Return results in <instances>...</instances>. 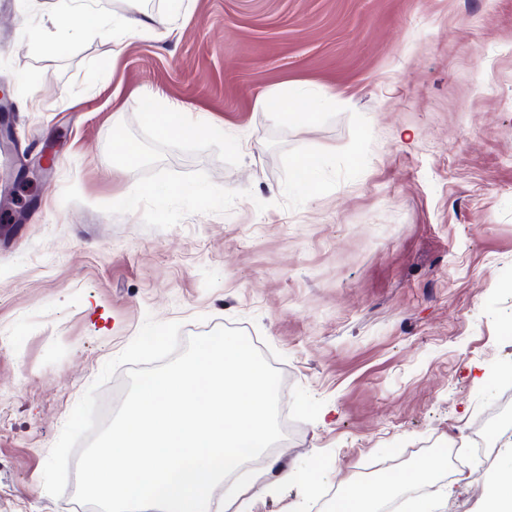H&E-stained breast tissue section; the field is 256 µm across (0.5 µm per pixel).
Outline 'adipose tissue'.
Masks as SVG:
<instances>
[{
    "mask_svg": "<svg viewBox=\"0 0 512 512\" xmlns=\"http://www.w3.org/2000/svg\"><path fill=\"white\" fill-rule=\"evenodd\" d=\"M53 17L57 38L61 41L80 34L90 35L102 28L101 19L91 8L90 0H54ZM256 104L269 112L298 111L312 121L319 113L320 99L291 86L270 90L257 99ZM434 470L432 462L423 461L401 471L387 482L350 484L337 501L334 512H377L379 501L394 493L427 483Z\"/></svg>",
    "mask_w": 512,
    "mask_h": 512,
    "instance_id": "adipose-tissue-1",
    "label": "adipose tissue"
}]
</instances>
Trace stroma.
Returning a JSON list of instances; mask_svg holds the SVG:
<instances>
[{
	"mask_svg": "<svg viewBox=\"0 0 512 512\" xmlns=\"http://www.w3.org/2000/svg\"><path fill=\"white\" fill-rule=\"evenodd\" d=\"M51 8L0 0V512H75V482L44 488L49 451L149 315L257 337L289 420L265 459L331 452L332 486L389 449L464 441L506 398L512 0H99L106 22L170 23L47 54ZM289 84L323 94L314 122L255 108ZM144 96L240 141L238 165L174 150L162 167L252 199L169 229L102 212L137 182L106 145ZM511 463L512 433L475 481L439 458L438 512H483Z\"/></svg>",
	"mask_w": 512,
	"mask_h": 512,
	"instance_id": "obj_1",
	"label": "stroma"
}]
</instances>
